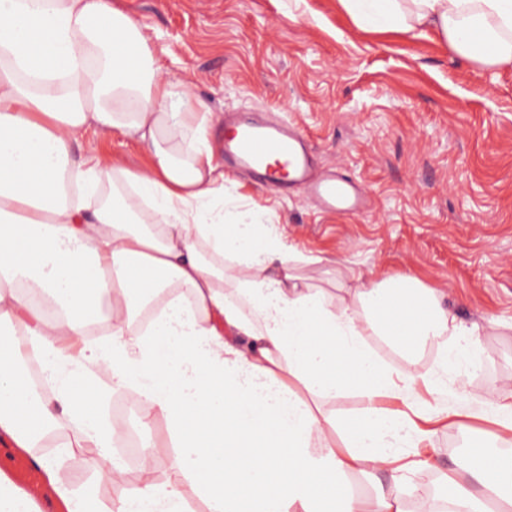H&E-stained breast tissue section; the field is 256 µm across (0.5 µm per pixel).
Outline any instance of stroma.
Segmentation results:
<instances>
[{
  "instance_id": "35a3bbf8",
  "label": "stroma",
  "mask_w": 512,
  "mask_h": 512,
  "mask_svg": "<svg viewBox=\"0 0 512 512\" xmlns=\"http://www.w3.org/2000/svg\"><path fill=\"white\" fill-rule=\"evenodd\" d=\"M152 38L172 80L194 82L207 103L212 141L224 116L270 110L308 136L317 166L360 182L369 207L326 213L301 193L281 195L243 171L224 185L242 209L268 211L288 246L320 257L300 266L328 301L347 270L365 278L412 274L438 289L464 325H478L479 366L449 374L442 405L456 424L433 438L431 467L413 474L409 512L443 494V476L483 439L481 396L512 378V68L485 69L455 55L434 33L357 29L336 0H114ZM85 153L132 167L146 147L100 132ZM136 428L158 480L173 459L165 424ZM0 469L40 497L28 456L0 446Z\"/></svg>"
}]
</instances>
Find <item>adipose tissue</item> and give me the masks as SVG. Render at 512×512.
<instances>
[{
	"label": "adipose tissue",
	"mask_w": 512,
	"mask_h": 512,
	"mask_svg": "<svg viewBox=\"0 0 512 512\" xmlns=\"http://www.w3.org/2000/svg\"><path fill=\"white\" fill-rule=\"evenodd\" d=\"M337 3L361 30L434 31L460 58L512 67V0ZM210 129L195 85L168 78L112 0H0V444L28 452L60 512H108L37 449L66 437L95 454L98 482H124L123 429L100 418L120 390L164 421L176 456L165 481L142 469L117 512H188L187 487L207 512H407L403 451L447 426L435 397L473 367V331L409 274L349 273L348 299L328 303L270 215L230 212ZM91 131L146 145L147 162L76 154ZM371 336L412 337L406 368ZM428 345L443 362L419 377L409 366ZM32 348L53 390L38 401L21 365ZM351 391L368 401L359 420L326 409ZM466 471L445 479L448 512L490 499L512 512L511 456ZM358 472L387 488L352 494Z\"/></svg>",
	"instance_id": "obj_1"
}]
</instances>
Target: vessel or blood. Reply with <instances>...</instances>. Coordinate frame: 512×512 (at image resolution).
<instances>
[{"label": "vessel or blood", "instance_id": "obj_1", "mask_svg": "<svg viewBox=\"0 0 512 512\" xmlns=\"http://www.w3.org/2000/svg\"><path fill=\"white\" fill-rule=\"evenodd\" d=\"M224 162L252 173L280 193L295 185L306 187L328 211L358 213L364 208L361 187L337 175L319 179L302 131L287 120L241 118L224 139Z\"/></svg>", "mask_w": 512, "mask_h": 512}]
</instances>
